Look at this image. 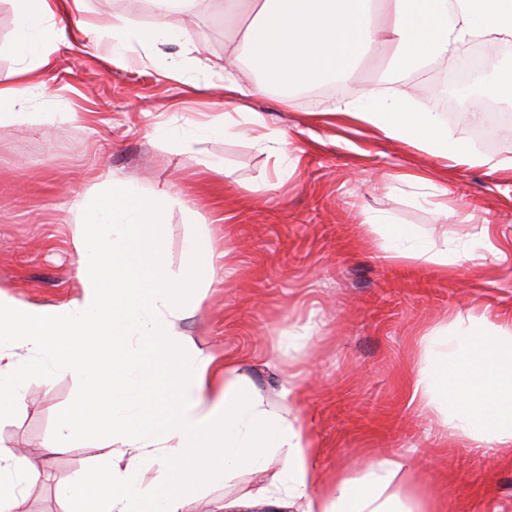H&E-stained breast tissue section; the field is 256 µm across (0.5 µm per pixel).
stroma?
<instances>
[{
    "mask_svg": "<svg viewBox=\"0 0 512 512\" xmlns=\"http://www.w3.org/2000/svg\"><path fill=\"white\" fill-rule=\"evenodd\" d=\"M120 14L150 25V0H86L83 21L111 24ZM168 22L188 41L155 43L154 65L137 51L115 56L103 42L76 36L40 75L43 89L26 105V120L0 124V292L38 306H55L81 291L68 243L76 230L72 205L111 175L176 199L165 219V261L181 273L184 242L206 233L217 252L215 277L200 307L181 327L217 357L242 363L265 400L300 417L317 447L325 476L357 472L390 453L402 454L407 474L397 482L408 502L437 498L443 512H512V446L477 449L421 402L411 385L425 358L422 335L450 316L512 314V171L447 164L366 126L340 123L328 111L333 96L295 98L282 108L272 94L251 103L270 128L282 131L296 171L276 191V158L252 131H204L224 119L217 74L224 48L236 43L238 18L196 0L190 13ZM196 46L198 62L184 81L163 75L170 60ZM387 61L370 57L343 85L356 96L369 89L427 107L441 71L432 66L386 80ZM69 113H62L61 102ZM201 138L202 156L180 143ZM219 162L206 169L201 157ZM425 174L447 195L416 201L417 188L399 173ZM448 220H435V206ZM197 212L188 222L186 209ZM384 215L447 248L448 268L385 258L366 219ZM490 224V241L476 239ZM295 374L299 404L280 396L282 372ZM23 406L0 419V446L23 451L36 474L18 512H67L60 480L86 481L93 466L115 455L104 421L86 419L95 448L47 453L60 419L73 415L80 385L69 376L34 372ZM239 471L205 485L182 512H223L225 498L274 482Z\"/></svg>",
    "mask_w": 512,
    "mask_h": 512,
    "instance_id": "1",
    "label": "stroma"
}]
</instances>
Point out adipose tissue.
I'll return each instance as SVG.
<instances>
[{
	"mask_svg": "<svg viewBox=\"0 0 512 512\" xmlns=\"http://www.w3.org/2000/svg\"><path fill=\"white\" fill-rule=\"evenodd\" d=\"M157 19L139 27L116 15L95 30L113 51L150 49L159 39L178 40L169 14L187 12L193 0H152ZM16 35L15 78L0 83V122L20 121L23 106L39 91V72L67 43L85 0H11ZM225 14L245 17L239 47L224 53V130L240 122L259 127L257 144H275L278 190L296 167L280 131L249 106L270 85L261 59L275 51L287 73L283 106L291 91L317 83L342 86L371 53L386 57L388 74L421 69L453 58L470 41L489 37L512 44V0H224ZM254 59L242 67L244 50ZM248 69L250 83L238 73ZM331 117L365 124L385 139L435 158L490 170H512V158L495 159L451 137L438 113L407 98L368 91L338 95ZM109 190L73 204L77 232L70 246L78 258L80 297L53 307L0 294V418L25 398V374L50 370L79 379L78 410L103 417L120 442L117 458L101 467L106 491L93 496L78 483L59 484L60 496L92 512H181L203 484L246 469L263 471L271 458L282 470L277 483L225 500L224 512H436V505H405L391 487L405 467L400 455L370 462L357 476L325 481L315 465L316 446L300 418L275 411L251 378L232 360H220L185 334L181 323L204 295L217 254L210 238L194 237L185 251L196 287L172 276L163 260L167 197L112 176ZM388 259L448 266L447 250L386 216L367 219ZM428 355L412 395L443 421L482 446L512 445V317H454L421 338ZM175 453H168V446ZM158 467L154 488L139 482L142 468ZM31 477L26 455L0 448V512H15Z\"/></svg>",
	"mask_w": 512,
	"mask_h": 512,
	"instance_id": "1",
	"label": "adipose tissue"
}]
</instances>
